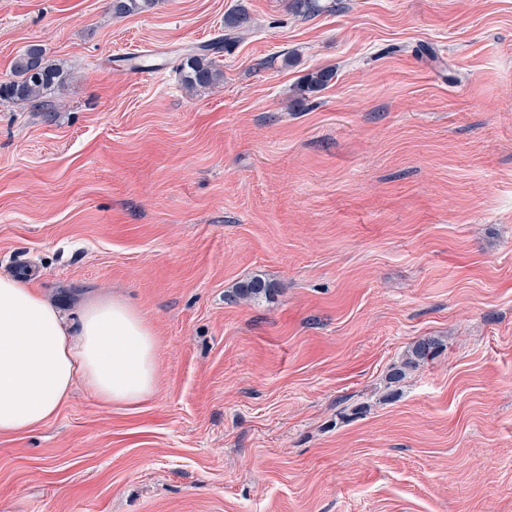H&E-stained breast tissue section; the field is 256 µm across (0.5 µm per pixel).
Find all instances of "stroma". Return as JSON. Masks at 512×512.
Listing matches in <instances>:
<instances>
[{
  "label": "stroma",
  "mask_w": 512,
  "mask_h": 512,
  "mask_svg": "<svg viewBox=\"0 0 512 512\" xmlns=\"http://www.w3.org/2000/svg\"><path fill=\"white\" fill-rule=\"evenodd\" d=\"M321 3L0 0V80L69 74L0 100V273L157 341L146 401L0 436V512H512V0ZM248 23L245 9L238 8L224 17V37L200 50H192L180 59L179 69L185 84L189 87H209L215 85L224 77L222 69L216 64L212 54L220 53L227 44L240 39V30ZM68 78L60 64L47 59L40 44H31L16 57L11 76L0 81V100H40L50 91L63 87ZM439 344L434 339H422L414 343L410 348L404 361L398 367L394 368L390 374L391 380L399 381L406 376V372L420 365V363L433 358Z\"/></svg>",
  "instance_id": "stroma-1"
}]
</instances>
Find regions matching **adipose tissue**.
Returning <instances> with one entry per match:
<instances>
[{
  "mask_svg": "<svg viewBox=\"0 0 512 512\" xmlns=\"http://www.w3.org/2000/svg\"><path fill=\"white\" fill-rule=\"evenodd\" d=\"M156 349L120 300L87 301L71 321L23 278L0 274V434L53 418L79 381L105 403L139 405L156 389Z\"/></svg>",
  "mask_w": 512,
  "mask_h": 512,
  "instance_id": "1",
  "label": "adipose tissue"
}]
</instances>
